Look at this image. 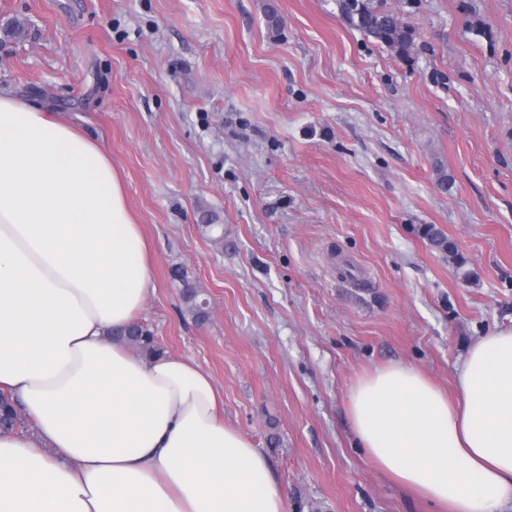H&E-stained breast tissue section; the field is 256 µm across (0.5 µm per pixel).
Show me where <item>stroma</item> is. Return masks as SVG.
Segmentation results:
<instances>
[{
    "instance_id": "stroma-1",
    "label": "stroma",
    "mask_w": 512,
    "mask_h": 512,
    "mask_svg": "<svg viewBox=\"0 0 512 512\" xmlns=\"http://www.w3.org/2000/svg\"><path fill=\"white\" fill-rule=\"evenodd\" d=\"M266 1L0 0V32L28 29L0 90L111 158L149 250L138 320L211 375L287 512H433L357 445L348 394L394 362L453 391L512 327V0H378L417 32L406 60L337 0H274L275 32ZM423 235L429 241L430 245L437 251L447 254L457 266L463 265L462 259L458 256L456 244L448 239V236L434 225H425Z\"/></svg>"
}]
</instances>
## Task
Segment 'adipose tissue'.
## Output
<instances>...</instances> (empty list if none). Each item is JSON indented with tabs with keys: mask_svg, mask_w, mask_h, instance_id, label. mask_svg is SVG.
<instances>
[{
	"mask_svg": "<svg viewBox=\"0 0 512 512\" xmlns=\"http://www.w3.org/2000/svg\"><path fill=\"white\" fill-rule=\"evenodd\" d=\"M111 158L0 91V392L35 433H0V512H286L264 453L218 416L192 359L107 337L153 284ZM374 465L440 512L512 506V328L475 340L448 397L393 363L351 387Z\"/></svg>",
	"mask_w": 512,
	"mask_h": 512,
	"instance_id": "obj_1",
	"label": "adipose tissue"
}]
</instances>
